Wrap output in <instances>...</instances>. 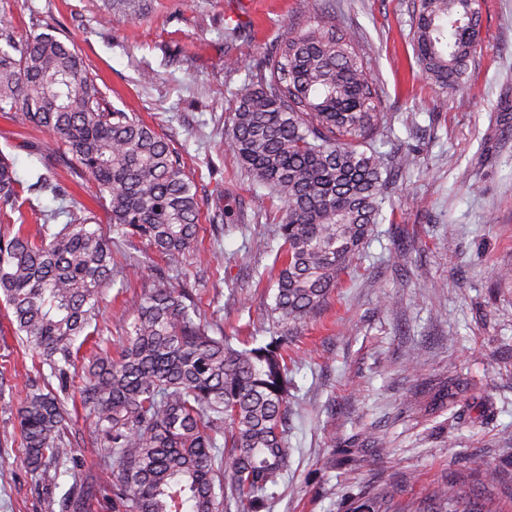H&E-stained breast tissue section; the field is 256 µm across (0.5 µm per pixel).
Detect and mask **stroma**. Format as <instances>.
<instances>
[{
    "label": "stroma",
    "instance_id": "1",
    "mask_svg": "<svg viewBox=\"0 0 512 512\" xmlns=\"http://www.w3.org/2000/svg\"><path fill=\"white\" fill-rule=\"evenodd\" d=\"M135 18L103 22L102 0H0L16 40L57 28L89 66L107 100L140 115L178 151L193 176L201 230L179 269L138 237L113 238L122 264L105 291L98 325L119 352L125 319L145 289L191 288L204 321L235 343L267 336L268 293L277 270L280 203L256 208L259 188L225 142L234 92L276 40L314 20L312 0H146ZM329 18L355 35L385 118L372 141L411 154L374 231L341 285L319 311L289 331L291 401L288 469L270 512H352L368 492L394 485L418 496L458 477L480 485L469 456L497 474L512 497V0H479V44L454 89L431 88L412 48L415 0H333ZM235 20L246 41L224 42ZM0 152L22 184L38 174L64 196L42 193L38 210L66 223L87 207L107 214L88 180L71 175L57 139L0 113ZM233 211L236 223L224 221ZM270 244L252 248L253 238ZM404 253L406 263L392 258ZM420 353V371L406 360ZM35 359L0 306V375L13 397L0 401V512H60L62 488L36 486L10 421L35 376ZM455 394L437 407L439 389ZM78 448L72 468L97 490L91 512H112V466L79 400H69Z\"/></svg>",
    "mask_w": 512,
    "mask_h": 512
}]
</instances>
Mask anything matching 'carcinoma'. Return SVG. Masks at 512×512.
<instances>
[{"instance_id":"obj_1","label":"carcinoma","mask_w":512,"mask_h":512,"mask_svg":"<svg viewBox=\"0 0 512 512\" xmlns=\"http://www.w3.org/2000/svg\"><path fill=\"white\" fill-rule=\"evenodd\" d=\"M104 21L139 15L143 0H106ZM477 0H418L416 60L431 86L454 88L478 44ZM0 112L58 138L75 170L98 187L112 231L146 239L178 268L198 237L196 184L177 151L136 113L111 105L75 46L48 29L16 42L0 34ZM354 35L318 18L281 39L235 93L227 144L253 182L282 201L283 243L269 305L271 335L232 344L202 323L192 291L163 287L133 303L117 357L81 367L80 400L112 459L113 512H266L288 466L292 379L287 327L313 315L382 222L394 172L410 158L367 147L383 118ZM15 161L0 153V211L19 210ZM18 226L0 237V301L13 332L37 357L45 383L30 385L15 420L24 462L39 485H59L74 448L66 439L70 369L98 332L116 262L86 209L59 228ZM49 373H44V370ZM58 380L48 390L47 380ZM484 488L463 480L401 501L389 486L365 512H503L480 456L468 458ZM94 488L74 480L63 512H91Z\"/></svg>"}]
</instances>
